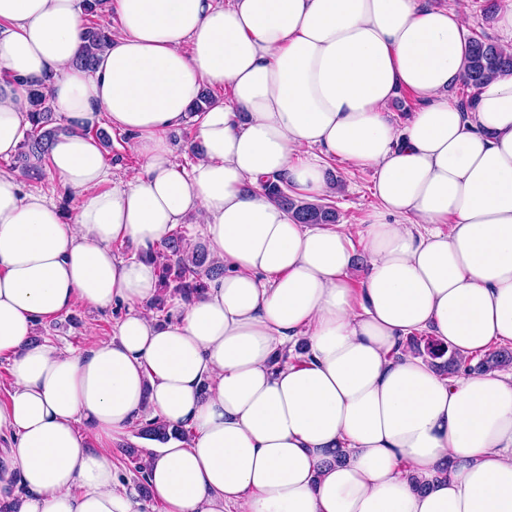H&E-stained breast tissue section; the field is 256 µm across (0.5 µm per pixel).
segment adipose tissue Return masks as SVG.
Masks as SVG:
<instances>
[{
  "label": "adipose tissue",
  "instance_id": "1",
  "mask_svg": "<svg viewBox=\"0 0 512 512\" xmlns=\"http://www.w3.org/2000/svg\"><path fill=\"white\" fill-rule=\"evenodd\" d=\"M114 9L88 73L82 0H0V156L46 81L70 128L47 168L78 200L65 218L0 169V487L18 512H139L106 443L147 409L195 429L146 459L165 512H512V372L448 377L398 349L421 331L466 357L512 343V71L469 111L449 98L471 17L430 0ZM401 90L418 106L399 126ZM190 121L202 151L186 168L168 134ZM103 126L142 161L118 181ZM336 159L373 172L364 223H296L262 186L322 197ZM191 216L224 275L160 322L142 309L152 250ZM77 302L126 307L115 337L79 354L32 341Z\"/></svg>",
  "mask_w": 512,
  "mask_h": 512
}]
</instances>
